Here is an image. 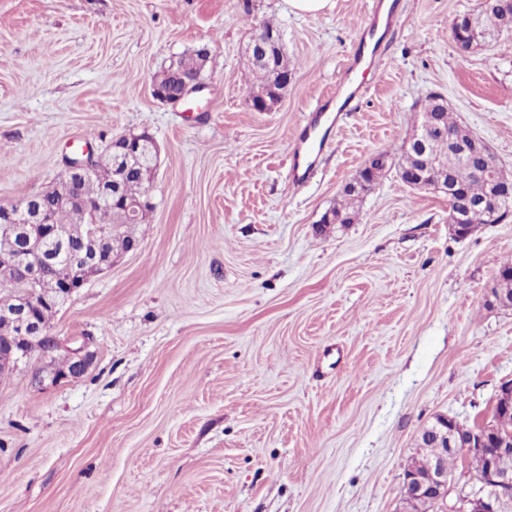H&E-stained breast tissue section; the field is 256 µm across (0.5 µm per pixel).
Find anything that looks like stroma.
<instances>
[{"instance_id": "1", "label": "stroma", "mask_w": 512, "mask_h": 512, "mask_svg": "<svg viewBox=\"0 0 512 512\" xmlns=\"http://www.w3.org/2000/svg\"><path fill=\"white\" fill-rule=\"evenodd\" d=\"M374 64L349 71L373 0H0V205L64 159L149 131L160 167L134 250L57 310L87 372L0 378V512H401L423 430L489 421L512 383V308L491 295L512 218L465 238L448 196L387 171L351 224L321 218L375 152L399 156L442 94L512 173V34L460 52L478 0H396ZM292 79L251 111V30ZM207 49L201 111L157 100L170 58ZM356 90L294 183L322 98Z\"/></svg>"}]
</instances>
